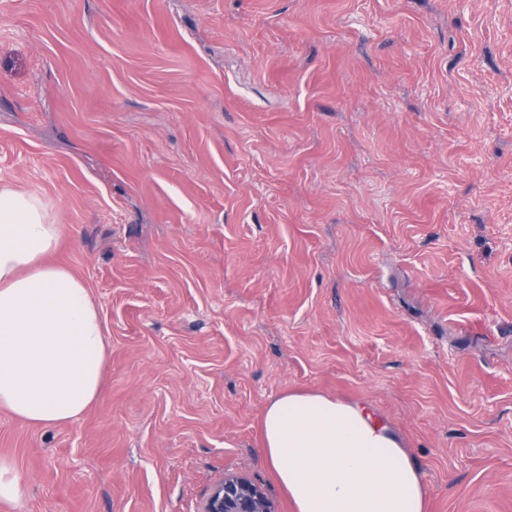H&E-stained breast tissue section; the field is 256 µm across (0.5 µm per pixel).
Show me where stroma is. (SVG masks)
<instances>
[{"label": "stroma", "mask_w": 512, "mask_h": 512, "mask_svg": "<svg viewBox=\"0 0 512 512\" xmlns=\"http://www.w3.org/2000/svg\"><path fill=\"white\" fill-rule=\"evenodd\" d=\"M5 184L109 357L74 421L0 409V512H294L293 391L393 426L426 512H512V0H0ZM24 490L13 467L0 460V500L20 504L23 501ZM274 504L257 485L229 475L212 490L204 512H275Z\"/></svg>", "instance_id": "35a3bbf8"}]
</instances>
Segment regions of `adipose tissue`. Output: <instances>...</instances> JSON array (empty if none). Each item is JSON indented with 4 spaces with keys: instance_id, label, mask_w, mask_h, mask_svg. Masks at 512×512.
Wrapping results in <instances>:
<instances>
[{
    "instance_id": "ef3b65f1",
    "label": "adipose tissue",
    "mask_w": 512,
    "mask_h": 512,
    "mask_svg": "<svg viewBox=\"0 0 512 512\" xmlns=\"http://www.w3.org/2000/svg\"><path fill=\"white\" fill-rule=\"evenodd\" d=\"M65 233L39 198L0 187V408L43 426L95 401L108 358L90 289L53 260ZM261 437L295 512H426L419 464L365 404L287 393L267 405Z\"/></svg>"
}]
</instances>
